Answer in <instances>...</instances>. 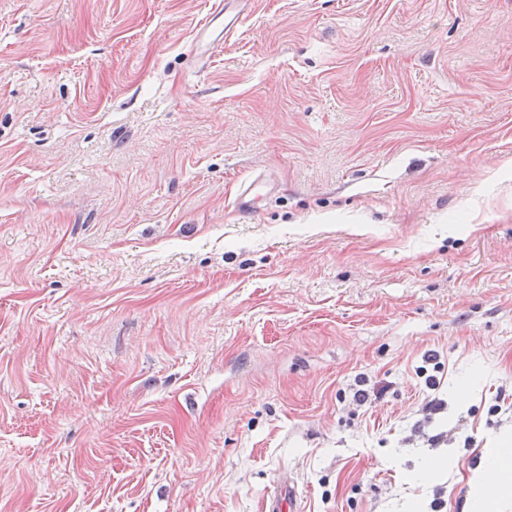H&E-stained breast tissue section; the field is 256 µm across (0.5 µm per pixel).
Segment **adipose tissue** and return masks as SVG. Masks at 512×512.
I'll use <instances>...</instances> for the list:
<instances>
[{
    "instance_id": "ef3b65f1",
    "label": "adipose tissue",
    "mask_w": 512,
    "mask_h": 512,
    "mask_svg": "<svg viewBox=\"0 0 512 512\" xmlns=\"http://www.w3.org/2000/svg\"><path fill=\"white\" fill-rule=\"evenodd\" d=\"M487 456L490 469L476 471L471 478L477 512H496L500 502L512 498V435L500 437Z\"/></svg>"
}]
</instances>
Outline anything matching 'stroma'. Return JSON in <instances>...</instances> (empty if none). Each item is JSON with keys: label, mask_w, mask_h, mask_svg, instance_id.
<instances>
[{"label": "stroma", "mask_w": 512, "mask_h": 512, "mask_svg": "<svg viewBox=\"0 0 512 512\" xmlns=\"http://www.w3.org/2000/svg\"><path fill=\"white\" fill-rule=\"evenodd\" d=\"M214 3L0 0V512H264L284 474L469 512L512 433V0H251L210 57ZM272 186L267 180L254 179L247 184L243 185L240 195L238 197L237 206L242 211H248L252 208L254 200L257 196L269 193Z\"/></svg>", "instance_id": "obj_1"}]
</instances>
